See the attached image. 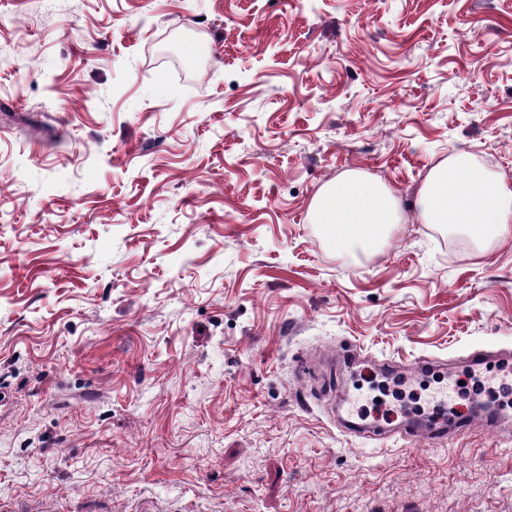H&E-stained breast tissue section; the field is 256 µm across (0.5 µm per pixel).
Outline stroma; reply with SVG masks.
I'll list each match as a JSON object with an SVG mask.
<instances>
[{"instance_id": "stroma-1", "label": "stroma", "mask_w": 512, "mask_h": 512, "mask_svg": "<svg viewBox=\"0 0 512 512\" xmlns=\"http://www.w3.org/2000/svg\"><path fill=\"white\" fill-rule=\"evenodd\" d=\"M460 151L512 180V0H0V512H512V237L308 220ZM310 223L324 224L329 236L351 246H368L392 224H402L396 192L357 171L326 183L310 208Z\"/></svg>"}]
</instances>
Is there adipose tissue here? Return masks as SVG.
I'll use <instances>...</instances> for the list:
<instances>
[{"mask_svg": "<svg viewBox=\"0 0 512 512\" xmlns=\"http://www.w3.org/2000/svg\"><path fill=\"white\" fill-rule=\"evenodd\" d=\"M410 208L419 223L473 230L482 246L512 235V182L489 173L465 151L429 170ZM403 210L392 188L352 171L321 188L310 220L336 240L368 246L389 226L403 223Z\"/></svg>", "mask_w": 512, "mask_h": 512, "instance_id": "adipose-tissue-1", "label": "adipose tissue"}]
</instances>
